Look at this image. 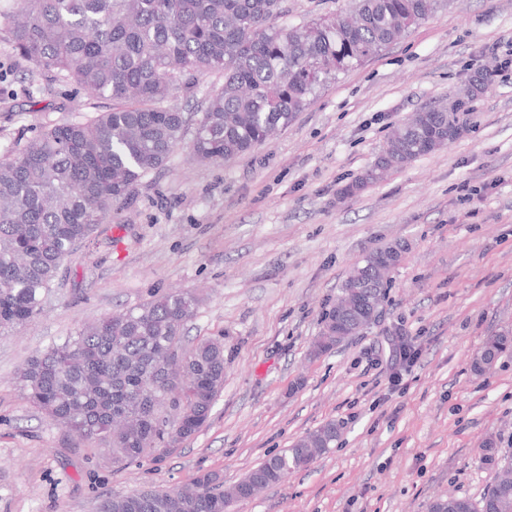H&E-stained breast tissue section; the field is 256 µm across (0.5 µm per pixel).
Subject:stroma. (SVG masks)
<instances>
[{
    "label": "stroma",
    "instance_id": "1",
    "mask_svg": "<svg viewBox=\"0 0 512 512\" xmlns=\"http://www.w3.org/2000/svg\"><path fill=\"white\" fill-rule=\"evenodd\" d=\"M512 46V0H449L340 75L273 140L222 165L181 146L61 266L42 313L0 335V512H97L101 497L225 485L335 422L334 448L231 512H429L480 500L512 456V351L470 358L512 331V67L479 98L468 132L342 198L391 127L450 97ZM92 103L32 75L0 21V154ZM408 245L375 323L331 352L311 345L348 271ZM197 295L189 339L223 337L224 389L194 437L124 465L22 396L18 367L84 323L172 289ZM412 363L390 366L400 345ZM511 346L512 338L509 332L491 337L472 359L474 371L485 372L490 370L499 357Z\"/></svg>",
    "mask_w": 512,
    "mask_h": 512
}]
</instances>
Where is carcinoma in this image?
I'll return each mask as SVG.
<instances>
[{
	"instance_id": "cac0c4a2",
	"label": "carcinoma",
	"mask_w": 512,
	"mask_h": 512,
	"mask_svg": "<svg viewBox=\"0 0 512 512\" xmlns=\"http://www.w3.org/2000/svg\"><path fill=\"white\" fill-rule=\"evenodd\" d=\"M445 0H352L346 11L298 24L281 21L284 0H12L0 11L15 54L31 70L74 84L112 107L43 126L0 154V331L41 313L62 264L112 216L152 170L191 138L194 159L227 164L288 127L339 75L404 39ZM219 72L220 84L194 77ZM182 89L191 112L169 104ZM478 96L425 108L395 126L380 152L398 170L447 143L444 133L475 111ZM375 177L339 190L352 197ZM199 299L170 291L96 319L28 359L19 383L27 401L85 440L133 462L173 448L207 423L224 388V343L185 345ZM336 309L313 344L336 331ZM512 334L491 337L472 359L493 367ZM328 422L226 487L213 473L179 488L106 497L98 512H227L245 500L247 481L272 486L335 446ZM480 503L435 499L429 512H512V460L496 458Z\"/></svg>"
}]
</instances>
